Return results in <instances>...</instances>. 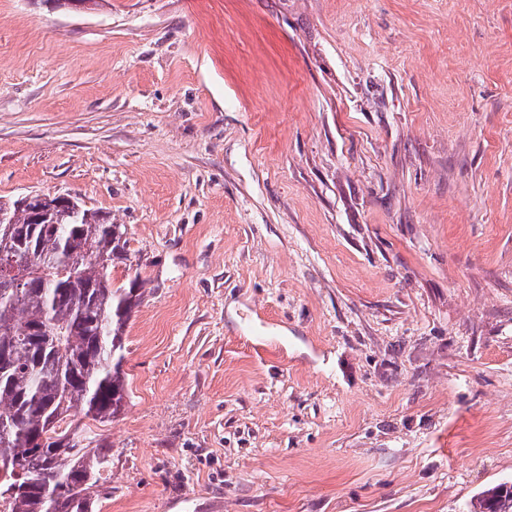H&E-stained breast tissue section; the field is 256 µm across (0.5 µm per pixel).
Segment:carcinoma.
Returning <instances> with one entry per match:
<instances>
[{
  "label": "carcinoma",
  "mask_w": 512,
  "mask_h": 512,
  "mask_svg": "<svg viewBox=\"0 0 512 512\" xmlns=\"http://www.w3.org/2000/svg\"><path fill=\"white\" fill-rule=\"evenodd\" d=\"M0 430L10 512H92L112 443L73 428L110 422L129 397L125 330L146 281L132 269L123 224L82 206L37 220L36 206L0 201ZM123 265L125 284L112 286ZM474 512H512V486L482 492Z\"/></svg>",
  "instance_id": "obj_1"
}]
</instances>
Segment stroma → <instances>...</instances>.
I'll return each instance as SVG.
<instances>
[{"mask_svg": "<svg viewBox=\"0 0 512 512\" xmlns=\"http://www.w3.org/2000/svg\"><path fill=\"white\" fill-rule=\"evenodd\" d=\"M125 225L93 512H471L512 484V0H0V197Z\"/></svg>", "mask_w": 512, "mask_h": 512, "instance_id": "35a3bbf8", "label": "stroma"}]
</instances>
